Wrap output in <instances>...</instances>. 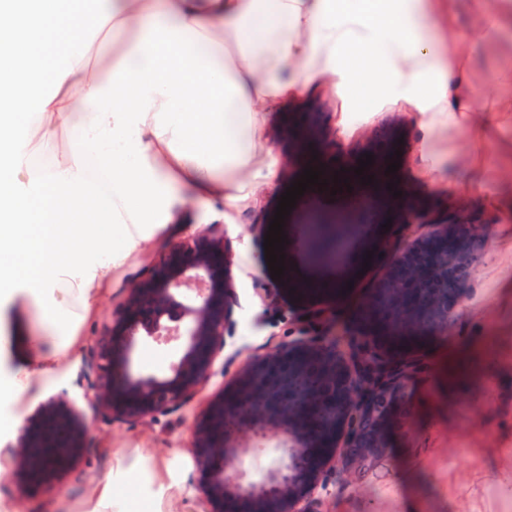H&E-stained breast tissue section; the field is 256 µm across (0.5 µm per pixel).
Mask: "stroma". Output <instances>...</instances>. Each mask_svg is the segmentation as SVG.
I'll return each instance as SVG.
<instances>
[{"label": "stroma", "mask_w": 512, "mask_h": 512, "mask_svg": "<svg viewBox=\"0 0 512 512\" xmlns=\"http://www.w3.org/2000/svg\"><path fill=\"white\" fill-rule=\"evenodd\" d=\"M502 0H458L452 32L457 70L473 90L476 106H498V128L477 134L448 129L427 141L415 109L399 103L383 108L362 96L343 108L327 86L268 113L261 149L275 161V175L257 200L233 211L216 205L183 211L138 245L128 263L100 290L85 319L76 323V341L59 368L21 400L0 397V512H91L96 491L113 476L112 512H195L196 487L191 435L208 401L236 380L246 360L296 338L307 329L316 308L336 312L346 331L363 329L362 313L386 262L407 238L409 227L426 217L447 221L467 212L473 261L463 280L457 324L447 337H412L405 352L423 365L405 422L394 430L388 457L375 468L354 472L329 470L319 512H512V486L492 481L490 464L512 473V85L499 84L500 72H512V22L488 30L486 17ZM311 125L316 140L296 144L301 126ZM397 141L400 167L395 176L402 194L372 215L375 228L360 239L352 289L336 290L335 277L318 287L291 288L287 278L272 276L264 239L287 187L304 173V151L320 152L327 164L346 167L354 157ZM486 155L473 171L470 161ZM490 233H482L483 223ZM223 224L232 262L235 325L226 337L224 359L201 394L189 405L151 423H89L90 450L61 481L29 490L24 475L11 467L17 437L40 404L61 390L77 391L79 368L95 341L112 323L137 275L152 266L161 251L206 225ZM490 343L497 370L477 375L456 400L439 373L449 346ZM52 354L43 309L26 294L0 305V383L15 372L36 366L35 350Z\"/></svg>", "instance_id": "1"}]
</instances>
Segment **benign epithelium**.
<instances>
[{
    "instance_id": "benign-epithelium-1",
    "label": "benign epithelium",
    "mask_w": 512,
    "mask_h": 512,
    "mask_svg": "<svg viewBox=\"0 0 512 512\" xmlns=\"http://www.w3.org/2000/svg\"><path fill=\"white\" fill-rule=\"evenodd\" d=\"M378 208L373 197L342 208L333 224L314 225L304 249L324 257ZM458 212L445 224L403 244L385 266L368 306L378 336L336 329L333 311L313 313L320 330L255 355L234 388L213 399L192 430L201 512H316L326 472L340 465L370 470L390 448V430L405 410L421 375L418 360L389 351L399 331L446 336L457 320L461 279L470 262ZM222 224L166 248L140 272L112 325L96 341L81 370L80 394L62 390L20 430L13 463L43 452L34 481L54 483L89 451V426L79 410L88 402L109 423H146L191 403L210 380L232 325L226 279L230 263ZM152 342L174 352L168 373L136 370L138 346ZM248 435L263 442L271 460L256 471L243 467L253 454ZM240 467L228 472V460Z\"/></svg>"
}]
</instances>
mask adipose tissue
Masks as SVG:
<instances>
[{
  "mask_svg": "<svg viewBox=\"0 0 512 512\" xmlns=\"http://www.w3.org/2000/svg\"><path fill=\"white\" fill-rule=\"evenodd\" d=\"M122 47L109 75L89 68L78 0H0V300L24 291L49 316L88 314L113 271L192 202L232 210L273 174L258 161L268 112L312 84L351 100L406 103L427 135L488 130L430 14L455 0H99ZM64 134L60 162L32 171L29 131ZM107 175L91 181L87 157ZM122 229L127 247L112 243ZM488 364L480 347L448 351V381L467 386Z\"/></svg>",
  "mask_w": 512,
  "mask_h": 512,
  "instance_id": "ef3b65f1",
  "label": "adipose tissue"
}]
</instances>
